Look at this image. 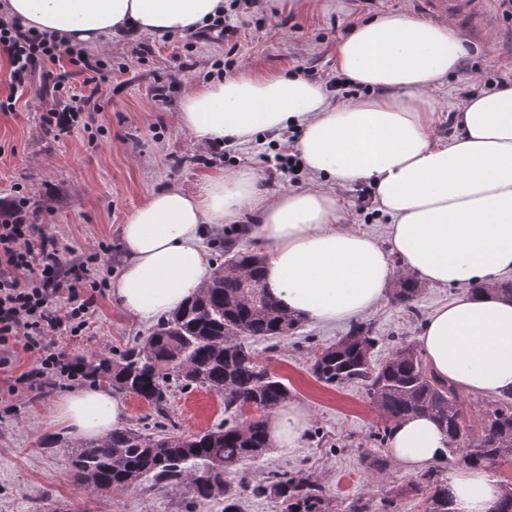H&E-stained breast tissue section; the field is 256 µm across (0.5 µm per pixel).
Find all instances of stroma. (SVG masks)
Here are the masks:
<instances>
[{
  "mask_svg": "<svg viewBox=\"0 0 512 512\" xmlns=\"http://www.w3.org/2000/svg\"><path fill=\"white\" fill-rule=\"evenodd\" d=\"M489 22L499 28L491 44L463 34L464 55L458 68L430 88L435 106L432 135L454 138V111L461 96L481 80L500 76L512 81V19L498 4L490 6ZM388 12L420 17L418 0H314L306 11H294L279 0H264L260 10L242 9L234 17L237 31L229 39L193 32L157 37L119 34L97 56L112 69V101L88 127H75L55 137L41 120L40 87L30 85L10 112H0V204L15 197L27 201L30 223L42 225L56 239L62 263L87 267L99 291L88 327L79 335L66 332L47 342L69 358L86 355L115 357L147 335L150 324L126 316L111 294V282L124 261L120 226L150 193L167 186L198 190L211 176L249 171L257 189L274 196L284 190L316 187L306 171L284 182L259 158L262 146L285 143L282 132H262L261 142L223 147L194 143L174 114L194 86L226 74L249 71L297 72L309 68L323 84L337 71L336 44L355 25ZM208 164H201V157ZM341 222L350 229L384 236L390 219L373 200H362L360 185L341 189ZM454 288L423 285L414 308L397 303L392 293L362 322L374 335L388 338L378 348L384 358L390 346L415 342L425 318L449 303ZM346 322L321 325L302 322L296 333L275 349L259 343V360L283 377L293 399L312 413L300 448L280 456L268 452L242 463L254 481L277 471L307 476L326 491L327 512H346L362 499L369 512H422L419 475L385 466L367 469L368 458L387 455L375 435L386 419L363 383L338 387L314 377L311 365L318 348L345 336ZM74 381L56 376L49 384L12 399L0 411V512H184L186 490L148 482L133 491H100L76 482L67 464L72 442L51 432L46 421L53 404L73 389ZM165 426L178 434L213 427L224 418V399L206 389H171Z\"/></svg>",
  "mask_w": 512,
  "mask_h": 512,
  "instance_id": "1",
  "label": "stroma"
}]
</instances>
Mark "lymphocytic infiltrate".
Here are the masks:
<instances>
[{
  "label": "lymphocytic infiltrate",
  "mask_w": 512,
  "mask_h": 512,
  "mask_svg": "<svg viewBox=\"0 0 512 512\" xmlns=\"http://www.w3.org/2000/svg\"><path fill=\"white\" fill-rule=\"evenodd\" d=\"M0 55L9 65L12 88H27L39 81L47 105L42 122L48 131L63 135L79 122H92L108 100L112 75L102 61L84 48L66 47L45 34L27 28L19 19L0 15ZM79 67L83 76L81 94L71 95L65 107L57 100L68 86L61 58ZM75 270L64 267L56 242L41 225L27 223L24 201L14 202L0 215V372L8 395L30 391L42 381L70 370L67 357L50 351L46 338L65 328L77 333L88 325L91 301L80 296ZM68 298L61 308L59 298ZM34 354L30 370L12 375L18 351Z\"/></svg>",
  "instance_id": "1"
}]
</instances>
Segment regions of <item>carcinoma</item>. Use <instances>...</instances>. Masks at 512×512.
<instances>
[{
  "label": "carcinoma",
  "instance_id": "obj_1",
  "mask_svg": "<svg viewBox=\"0 0 512 512\" xmlns=\"http://www.w3.org/2000/svg\"><path fill=\"white\" fill-rule=\"evenodd\" d=\"M263 256L225 251L228 272H217L206 288L182 309L162 318L146 336H139L116 359L80 357L76 366L84 379H105L112 390L143 399L164 413L169 388H204L224 396L230 417L201 433L175 441L170 435L118 427L104 439L71 448L74 479L101 491L134 489L146 481L188 489L195 504L224 499V512H243L248 496L276 500L281 512H325L322 487L309 478L278 473L254 484L238 472L247 459L268 451L266 420L245 418L240 409L256 402L274 408L291 396L288 385L262 369L254 341L282 338L300 318L288 314L260 284ZM420 288L410 274L398 276L396 298L409 304ZM377 337L362 323L351 326L338 343L315 353L312 372L329 386L360 381L390 421L408 414L432 416L457 440L448 451L455 464H512V391L487 405L480 418L463 425L461 394L435 378L410 343L396 347L385 359H374ZM428 492L425 512H452L448 482L427 472L420 477Z\"/></svg>",
  "mask_w": 512,
  "mask_h": 512
}]
</instances>
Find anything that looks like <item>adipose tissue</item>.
<instances>
[{
    "label": "adipose tissue",
    "instance_id": "adipose-tissue-1",
    "mask_svg": "<svg viewBox=\"0 0 512 512\" xmlns=\"http://www.w3.org/2000/svg\"><path fill=\"white\" fill-rule=\"evenodd\" d=\"M0 11L65 45H105L119 32H194L224 12V0H0ZM463 47L449 23L388 13L359 23L336 47L338 67L364 98L331 103L319 83L285 73L233 75L195 87L178 124L199 144L245 143L261 130H300L294 148L330 189L257 198L249 172L216 176L200 191L152 192L120 229L125 263L111 291L121 309L148 322L205 288V238L260 211L250 233L264 248L261 284L289 313L333 324L362 315L399 274L460 293L423 325L417 347L440 380L473 397L512 390V301L491 293L512 272V88L471 97L454 121L458 136L433 139L428 88L457 69ZM371 182L392 219L385 240L340 222L337 189ZM126 417L108 388L60 398L46 422L72 441L102 438ZM309 407L269 410L267 443L299 448ZM396 466L418 473L444 463L448 438L431 418L397 420L386 441ZM454 512H495L503 487L485 466L451 470Z\"/></svg>",
    "mask_w": 512,
    "mask_h": 512
}]
</instances>
